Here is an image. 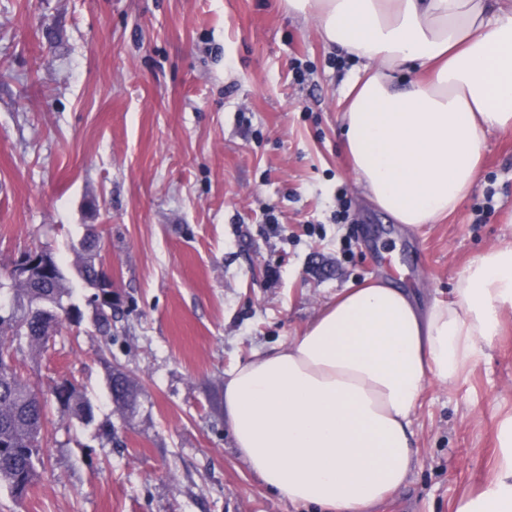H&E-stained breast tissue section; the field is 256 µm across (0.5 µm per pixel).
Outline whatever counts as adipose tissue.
Wrapping results in <instances>:
<instances>
[{"label": "adipose tissue", "mask_w": 512, "mask_h": 512, "mask_svg": "<svg viewBox=\"0 0 512 512\" xmlns=\"http://www.w3.org/2000/svg\"><path fill=\"white\" fill-rule=\"evenodd\" d=\"M284 4L354 63L343 148L375 208L409 226L454 214L482 179L487 135L512 130V0ZM454 294L423 307L383 281L346 289L302 335L227 371L224 413L250 471L312 512H378L418 461L428 381L460 380L512 309V246L480 253ZM456 512H512L511 454Z\"/></svg>", "instance_id": "obj_1"}]
</instances>
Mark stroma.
Instances as JSON below:
<instances>
[{"label":"stroma","mask_w":512,"mask_h":512,"mask_svg":"<svg viewBox=\"0 0 512 512\" xmlns=\"http://www.w3.org/2000/svg\"><path fill=\"white\" fill-rule=\"evenodd\" d=\"M350 64L283 0H0V302L17 256L47 247L81 322L15 341L41 390L69 379L92 422L50 406L40 477L0 512H309L237 454L224 374L301 334L368 280L449 301L470 261L512 245V131L457 212L408 227L366 199L340 136ZM112 277L97 335L78 273L88 225ZM136 391L113 402L110 373ZM512 417V309L466 379L430 382L420 461L382 512H451L495 478Z\"/></svg>","instance_id":"35a3bbf8"}]
</instances>
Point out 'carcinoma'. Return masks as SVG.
<instances>
[{
  "label": "carcinoma",
  "instance_id": "carcinoma-1",
  "mask_svg": "<svg viewBox=\"0 0 512 512\" xmlns=\"http://www.w3.org/2000/svg\"><path fill=\"white\" fill-rule=\"evenodd\" d=\"M100 234L93 225L87 226L84 237V257L80 274L85 280L99 276L97 257ZM19 297L28 308L5 320L0 318V349L13 347L16 338H27L31 346H39L51 321L65 310L64 296L69 294L61 267L49 277H38L15 284ZM94 324L100 336H112V304L95 312ZM110 397L120 395V401L132 405L135 393L122 376L108 379ZM48 398L38 395L18 373H8L0 367V488L14 497L24 495L38 478L37 464L41 451V431L47 417ZM64 411L85 422L93 420L89 402L79 394L74 384H68Z\"/></svg>",
  "mask_w": 512,
  "mask_h": 512
}]
</instances>
